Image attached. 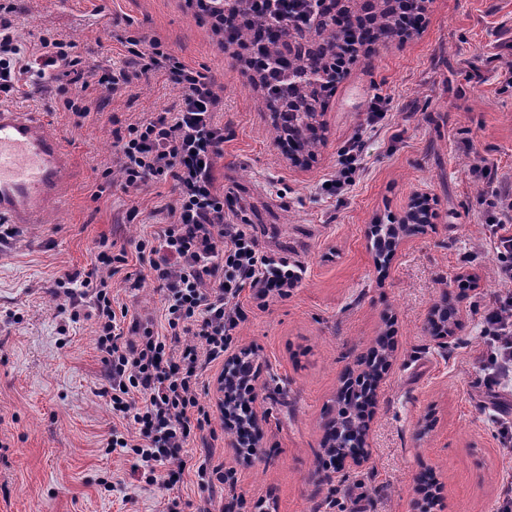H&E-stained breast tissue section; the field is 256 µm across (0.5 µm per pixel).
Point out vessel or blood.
<instances>
[{
	"label": "vessel or blood",
	"instance_id": "b4317fda",
	"mask_svg": "<svg viewBox=\"0 0 512 512\" xmlns=\"http://www.w3.org/2000/svg\"><path fill=\"white\" fill-rule=\"evenodd\" d=\"M74 181L71 151L38 112L0 106V221L39 223Z\"/></svg>",
	"mask_w": 512,
	"mask_h": 512
}]
</instances>
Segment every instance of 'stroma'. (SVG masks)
<instances>
[{
  "label": "stroma",
  "instance_id": "1",
  "mask_svg": "<svg viewBox=\"0 0 512 512\" xmlns=\"http://www.w3.org/2000/svg\"><path fill=\"white\" fill-rule=\"evenodd\" d=\"M14 37L25 55L52 33L88 64L127 65L122 35L161 37L185 64L205 68L221 99L216 119L224 147L213 167L217 189L234 191L231 221L253 228L260 252L301 263L306 275L291 297L260 308L243 291L245 314L229 353L256 352L258 455L227 448L216 405L223 369L214 363L200 401L211 407L215 437L188 456L224 466V512H410L413 478L433 473L445 512H495L512 485V456L497 438L512 420V385L490 392L475 362L484 349L474 305L496 288V254L485 236L480 190L512 179V0H428L421 28L358 52L322 116L325 145L293 162L271 140L262 90L243 64L217 44L186 0H15ZM83 119L37 85L0 105L41 113L73 152L78 178L51 205L41 227L0 243V512H165L169 495L198 500L194 472L174 489H146L131 457L105 450L124 429L103 390L102 354L91 298L56 295L60 280L99 275L96 242L123 245L165 221L172 183L126 196L119 184L116 132L154 112L174 109L178 89L165 72L132 74L103 97L88 77ZM386 113L365 132L374 98ZM363 138V164L343 198L321 190L341 149ZM429 205L427 233L408 238L378 266L366 232L399 224L413 199ZM478 259L461 265L464 251ZM129 253L112 279L115 305L143 317L160 314L151 280ZM455 297L460 326L447 346L427 329L431 306ZM393 334L371 423L372 458L332 484L315 485L327 407L341 377L378 336Z\"/></svg>",
  "mask_w": 512,
  "mask_h": 512
}]
</instances>
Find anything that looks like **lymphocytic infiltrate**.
<instances>
[{"label": "lymphocytic infiltrate", "mask_w": 512, "mask_h": 512, "mask_svg": "<svg viewBox=\"0 0 512 512\" xmlns=\"http://www.w3.org/2000/svg\"><path fill=\"white\" fill-rule=\"evenodd\" d=\"M14 10L13 0H0L1 93L59 68L77 72L82 60L71 43L51 34L41 36L38 56L21 57L9 20ZM119 41L139 74L165 72L179 91L175 111L129 125L115 141L124 193L168 180L176 191L165 206L168 222L133 243L139 260L149 266L161 317L144 319L128 308L114 309L110 278L127 263L123 249L98 251L96 259L107 276L68 277L63 293L70 299L92 297L109 382L106 393L113 410L133 429L129 436L111 432L107 448L132 456L147 486L170 490L190 465L186 448L211 424L200 402L207 389L204 374L228 350L242 317V291L250 290L258 306L267 307L299 287L303 267L284 256L260 253L247 225L224 219V195L212 178L224 128L216 120L220 99L211 77L183 63L159 38L123 35ZM488 205L492 217L485 230L497 252L499 287L479 304L477 314L487 349L481 369L491 390L512 380V183L495 187ZM190 466L201 486H223V466L205 460Z\"/></svg>", "instance_id": "f902f5d3"}]
</instances>
